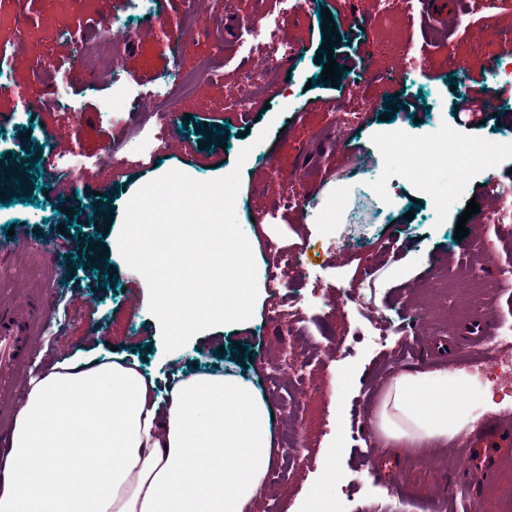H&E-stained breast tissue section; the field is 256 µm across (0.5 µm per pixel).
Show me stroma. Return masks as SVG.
Wrapping results in <instances>:
<instances>
[{"label":"stroma","mask_w":512,"mask_h":512,"mask_svg":"<svg viewBox=\"0 0 512 512\" xmlns=\"http://www.w3.org/2000/svg\"><path fill=\"white\" fill-rule=\"evenodd\" d=\"M456 17L452 37L423 44V62L408 77L388 85L382 77L392 60L421 42L420 22L392 0H312L305 9L292 0H195L209 29L185 55L169 47L159 24L181 29L185 0H0V54L13 85L0 93V113L13 114L0 127V169L32 159L19 192H0V247L19 245L10 273L0 277V298H46L51 308L35 327L34 351L23 378L48 369L74 351L101 359L123 357L164 383L186 372H232L251 380L269 402L275 439H291L279 451L259 501L248 512H300L309 489L320 482L323 457L337 427L349 436L331 489L336 512H469L472 502L487 512L512 504V448L493 479L471 478L466 458L452 447H389L380 436L353 433L359 409L381 398L372 385L382 371L471 369L464 340L440 349L428 337L459 332L474 319L489 318L494 332L512 334V288L497 287L512 271V222L493 220L486 193L512 184V97L497 99L478 129L458 122L457 100L470 81L501 87L492 62L499 38L512 34V0H446ZM330 11L338 40L333 57H356L368 45L366 63L338 85L312 86L320 76L325 31L319 9ZM25 28H17L16 14ZM112 17L131 34L121 57V85L85 71L70 41L97 40L96 23ZM275 25L278 40L243 33L224 51L205 92L174 97L161 127L179 149L149 158L138 137H129L115 162L103 159L112 142L105 119L122 88L152 90L154 75L193 69L213 50L225 20ZM295 55L280 63L279 43ZM101 52L107 41L97 40ZM74 70L58 86L43 79L41 65ZM266 64L277 87L268 100L248 105L239 119L233 102L244 72ZM223 134H216V127ZM65 128L51 139L46 128ZM446 139L482 148L470 167L431 164L426 181L410 177L408 156L387 138ZM244 165L236 160L242 149ZM329 163L341 176L315 187L310 172ZM240 168L235 214L255 236L259 304L244 323L206 329L183 347L165 352L160 325L149 310V288L118 249L130 198L147 182L176 169L206 181ZM103 186L95 210L84 195ZM468 237L455 239L469 201ZM335 239L327 247L326 239ZM50 243L56 261L41 264ZM277 263L281 287H268L264 270ZM486 282L481 291L445 289L463 271ZM388 332L385 345L374 336ZM307 355L302 371L288 368L289 352Z\"/></svg>","instance_id":"35a3bbf8"}]
</instances>
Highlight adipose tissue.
<instances>
[{
	"label": "adipose tissue",
	"mask_w": 512,
	"mask_h": 512,
	"mask_svg": "<svg viewBox=\"0 0 512 512\" xmlns=\"http://www.w3.org/2000/svg\"><path fill=\"white\" fill-rule=\"evenodd\" d=\"M135 367L66 358L14 418L0 512H245L275 459L272 415L234 374L178 377L165 404ZM494 397L465 371H403L373 421L386 442L448 443Z\"/></svg>",
	"instance_id": "1"
}]
</instances>
